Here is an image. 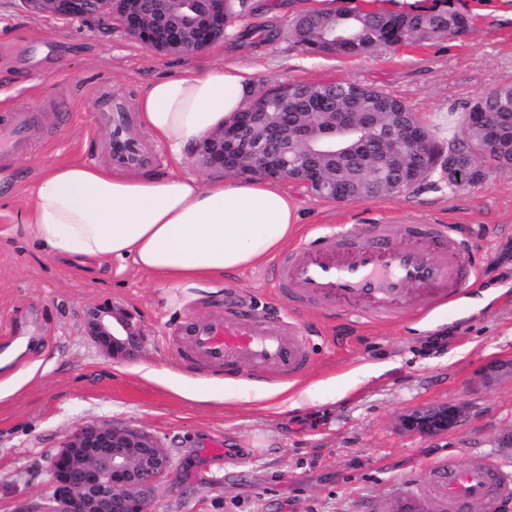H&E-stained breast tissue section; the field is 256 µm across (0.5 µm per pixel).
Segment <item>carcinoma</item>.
I'll return each mask as SVG.
<instances>
[{
	"label": "carcinoma",
	"mask_w": 512,
	"mask_h": 512,
	"mask_svg": "<svg viewBox=\"0 0 512 512\" xmlns=\"http://www.w3.org/2000/svg\"><path fill=\"white\" fill-rule=\"evenodd\" d=\"M255 12L252 0H225L224 13L236 16ZM357 10L328 11L323 27L348 41L325 44L322 30L294 27V36L302 49L311 54H337L358 57L377 50L402 44L431 40L440 35L458 36L470 28L469 17L461 12L429 8L406 13H372V23L360 22ZM280 30L268 23L244 31L240 38H257L262 44L279 36ZM291 89L298 97L288 104V121L297 122L300 114L311 109L324 112H369L381 128H404L422 140L433 144V149L423 150L407 159V166L414 168L413 175L403 179L405 191L418 181H423L437 167L440 152L434 144L429 127L420 121L406 103L377 88L349 81L318 83H288L273 88L265 95L276 101L278 92ZM448 150L457 155L460 169L468 172V185L482 183L492 171H512V84L502 85L477 97L465 114L459 130L448 138ZM318 164L329 177L336 178L341 188V200L393 196L399 191L390 187L398 176L384 168L373 173L348 165L341 154L324 155Z\"/></svg>",
	"instance_id": "1"
}]
</instances>
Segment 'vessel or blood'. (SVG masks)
Masks as SVG:
<instances>
[{
  "instance_id": "vessel-or-blood-1",
  "label": "vessel or blood",
  "mask_w": 512,
  "mask_h": 512,
  "mask_svg": "<svg viewBox=\"0 0 512 512\" xmlns=\"http://www.w3.org/2000/svg\"><path fill=\"white\" fill-rule=\"evenodd\" d=\"M29 122L17 113L0 129V148L25 146ZM118 167L147 163L138 142L111 154ZM398 244L389 224H364L321 236L314 248L297 247L281 257L280 286L292 310L313 303L338 308L355 319L398 321L427 312L459 296L475 271L465 241L448 224L404 225ZM190 356L216 366L272 368L302 377L309 364V339L297 328L271 333L265 318L245 308L234 314L192 321L182 330ZM435 500L447 512H512V476L495 463L463 466L451 460L430 469ZM394 512H428L427 502L407 491L395 496Z\"/></svg>"
}]
</instances>
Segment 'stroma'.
Wrapping results in <instances>:
<instances>
[{
  "label": "stroma",
  "mask_w": 512,
  "mask_h": 512,
  "mask_svg": "<svg viewBox=\"0 0 512 512\" xmlns=\"http://www.w3.org/2000/svg\"><path fill=\"white\" fill-rule=\"evenodd\" d=\"M223 39L196 54L149 51L115 23L69 21L0 0V120L31 112L24 152L0 154V383H19L0 401V512H37L49 492V459L79 426L145 430L173 465L147 512H388L399 490L428 495L438 460H495L512 475L501 437L512 431V380L472 390L476 371L512 359V172L449 187L442 171L391 197L334 202L288 184L300 203V240L316 244L339 224L454 225L477 273L455 301L400 321L354 325L335 309L293 313L275 288L272 260L220 280L174 285L136 268H79L47 254L23 222L29 187L48 164L111 163L112 129L97 96L112 93L130 112V134L154 155L141 174L166 173L165 147L135 103L147 85L186 68L234 62L257 67L258 86L343 80L403 99L438 123L463 115L479 94L512 83V0H448L469 14L460 37L400 46L362 57L314 55L291 23L313 8L341 10L386 0H254ZM272 21L277 39L252 46L243 30ZM263 313L272 330L296 324L310 340L311 364L298 379L267 370L250 377L192 361L179 331L187 322L235 309ZM115 305L144 335L132 359L107 354L88 336L87 309ZM364 366L379 376L355 382ZM151 369L153 378L142 375ZM282 389L306 393L296 408L269 406ZM461 404L460 424L438 437L404 430L408 411ZM223 453H214V445Z\"/></svg>",
  "instance_id": "1"
}]
</instances>
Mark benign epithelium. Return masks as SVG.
<instances>
[{
    "mask_svg": "<svg viewBox=\"0 0 512 512\" xmlns=\"http://www.w3.org/2000/svg\"><path fill=\"white\" fill-rule=\"evenodd\" d=\"M160 2L171 32L160 43L151 42L142 32L150 22L142 0H22V6L34 14L63 19L116 20L127 34L156 53L200 52L224 37V24L233 23L224 19V0H205L201 19L193 25L184 19V0ZM346 131L361 140L388 145L386 154L407 157L418 148L414 138L381 130L364 113ZM321 138L317 132L281 122L276 112H248L244 123L233 120L203 138L190 156L202 171L284 180L334 201L336 179L323 175L315 164ZM85 323L88 335L106 352L126 358L137 354L142 333L124 309L114 305L90 308ZM508 376L512 377V360H492L479 369L476 382L486 386ZM463 415L464 407L459 404L432 405L411 410L401 424L433 437L456 428ZM55 462L67 465L64 488L55 491L38 512H128L133 499L139 502V512H146L156 482L172 466V457L142 429L85 424L62 443Z\"/></svg>",
    "mask_w": 512,
    "mask_h": 512,
    "instance_id": "obj_1",
    "label": "benign epithelium"
}]
</instances>
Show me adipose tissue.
<instances>
[{
  "label": "adipose tissue",
  "mask_w": 512,
  "mask_h": 512,
  "mask_svg": "<svg viewBox=\"0 0 512 512\" xmlns=\"http://www.w3.org/2000/svg\"><path fill=\"white\" fill-rule=\"evenodd\" d=\"M253 67L221 64L152 82L136 103L142 121L182 162L207 134L243 110ZM24 218L51 255L133 265L168 282L221 279L279 253L301 219L277 182L207 184L176 172L133 175L105 166H46Z\"/></svg>",
  "instance_id": "1"
}]
</instances>
